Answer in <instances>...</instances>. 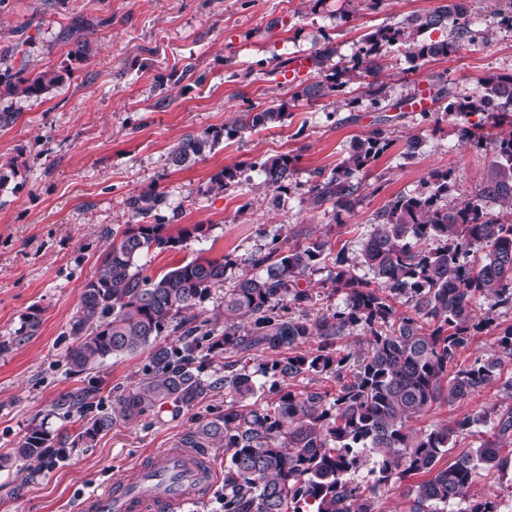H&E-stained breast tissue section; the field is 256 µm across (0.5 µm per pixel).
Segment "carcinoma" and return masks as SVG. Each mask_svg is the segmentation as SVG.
<instances>
[{
    "instance_id": "carcinoma-1",
    "label": "carcinoma",
    "mask_w": 512,
    "mask_h": 512,
    "mask_svg": "<svg viewBox=\"0 0 512 512\" xmlns=\"http://www.w3.org/2000/svg\"><path fill=\"white\" fill-rule=\"evenodd\" d=\"M466 0H447L434 11L412 14L397 27H379L363 36L351 65L336 76L294 93L308 100L341 90L353 80L373 77L381 69V50L402 46L412 61L447 57L472 39ZM448 29V39L427 42L430 29ZM63 75L43 70L32 78L18 70L0 79V93L39 96L58 86ZM512 106V77L489 76L480 90L451 100L444 115L466 121L472 115ZM287 117L284 106L245 112L230 126L180 138L169 152L172 165L184 166L212 152L224 138L266 128ZM466 130V142L495 155V170L481 183L475 199L453 208L442 204L451 190L453 169L432 174L428 189L397 196L375 214L369 237L354 258L340 250L331 287L317 291L300 284L326 258L327 243L274 247L251 260L253 272L224 289V327L198 321L196 313L224 284L229 260L200 258L151 277L137 260L152 248L173 247L178 240L163 234L161 224H127L112 230V244L100 257L95 275L83 286L70 324L80 343L69 352L70 371L81 374L104 359L149 348V363L138 386L122 398V412L137 418L169 405L188 407L224 387L236 400L256 396L259 385L245 360L258 350L275 358L262 369L271 376V404L240 411L230 405L224 415L204 421L182 442L187 448L224 447V512H380L379 491L398 475L422 476L407 489L408 512H448V503L466 499L482 469L512 467V409L491 406L479 415H463L430 430L409 422L440 402L450 406L496 383L512 394V377L503 378L512 362V325L499 330L495 346L465 368L448 364L495 318L477 312V298L489 295L494 305L512 309V220L490 218L482 202L512 210V131L486 138ZM384 131L358 141L332 173L314 182L308 200L332 203L336 216L354 210L358 175L387 150ZM293 160L270 157L259 168L266 186L288 189ZM239 177L226 168L213 176L206 192L219 195ZM161 204L159 194L133 196L127 206L146 219ZM361 267L369 278L356 275ZM342 295V305L309 317L321 296ZM407 311L400 313L396 304ZM364 336L360 349L337 343ZM318 340L315 351L298 348ZM227 354L224 381L205 374V361ZM327 376L336 392L292 389L297 378ZM89 391L61 395L56 406L83 413L79 432L58 440L90 445L112 425V414H91ZM478 425L492 435L470 452L445 463L462 435ZM41 424L30 427L17 456L40 461L50 447ZM368 469L372 483L363 486L350 475Z\"/></svg>"
}]
</instances>
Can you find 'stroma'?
<instances>
[{"label":"stroma","mask_w":512,"mask_h":512,"mask_svg":"<svg viewBox=\"0 0 512 512\" xmlns=\"http://www.w3.org/2000/svg\"><path fill=\"white\" fill-rule=\"evenodd\" d=\"M441 0H0V73L53 69L63 82L40 96L0 98L17 120L0 129V165L15 174L0 188V512H80L81 500L164 448L178 446L200 422L223 414V389L191 407H168L134 420L119 400L139 382L147 350L108 358L81 374L67 354L82 287L94 276L110 240L107 232L133 223L128 198L152 190L164 203L149 223L183 235L174 249H151L139 263L156 276L186 261L231 258L228 282L251 272V258L282 246L328 241L358 252L375 213L392 197L422 191L435 170L453 168L446 203L474 198L491 173L493 156L460 136L461 125L437 100L430 118L411 111L418 87L476 93L482 78L512 75V29L499 27L507 0H470L488 40L463 44L446 58L410 62L403 50L383 51L377 80L384 108L372 105L366 80L342 92L300 98L304 86L324 80L337 61H349L361 37L425 13ZM89 47L71 60L77 41ZM333 46V59L316 54ZM309 71L289 81L282 73L297 58ZM285 105L282 124L244 132L184 167L168 159L188 133L232 123L243 112ZM383 129L389 148L362 174L357 205L337 220L331 204L314 207L307 190L317 173H330L356 142ZM420 136L419 156L404 155ZM289 154L295 168L279 204L254 166ZM248 169L247 178L220 195L210 178L224 168ZM204 225L196 233L194 225ZM92 389L93 406L112 414V426L92 446L41 461L16 458L28 429L44 424L53 437L76 434L77 412L55 408L63 393ZM512 407L497 387L455 405L438 403L412 426L425 430L489 406Z\"/></svg>","instance_id":"obj_1"}]
</instances>
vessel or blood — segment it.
<instances>
[{
    "mask_svg": "<svg viewBox=\"0 0 512 512\" xmlns=\"http://www.w3.org/2000/svg\"><path fill=\"white\" fill-rule=\"evenodd\" d=\"M215 477L204 451L168 448L141 465L136 480H119L90 494L83 512H170Z\"/></svg>",
    "mask_w": 512,
    "mask_h": 512,
    "instance_id": "vessel-or-blood-1",
    "label": "vessel or blood"
}]
</instances>
